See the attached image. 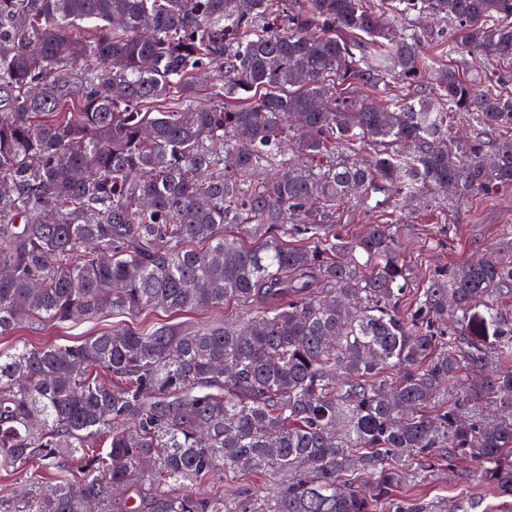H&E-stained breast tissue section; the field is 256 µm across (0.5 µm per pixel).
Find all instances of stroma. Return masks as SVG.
Masks as SVG:
<instances>
[{"mask_svg": "<svg viewBox=\"0 0 512 512\" xmlns=\"http://www.w3.org/2000/svg\"><path fill=\"white\" fill-rule=\"evenodd\" d=\"M385 221L395 225L402 244L401 259L410 272L409 287H425L437 268L488 258L499 243L506 226L512 225V191L483 196L460 205L435 197L413 205L388 208ZM240 304L225 303L208 311L168 312L156 310L146 317L108 315L76 324L55 325L34 332L19 326L0 336V353L23 345L77 344L88 337L125 327L141 330L172 325H210L241 316ZM483 466L475 460L445 462L424 477L412 480L411 496L420 498L430 512H456L459 505L478 502L477 512H512V496L498 494L483 480Z\"/></svg>", "mask_w": 512, "mask_h": 512, "instance_id": "obj_1", "label": "stroma"}]
</instances>
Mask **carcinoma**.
I'll return each mask as SVG.
<instances>
[{
    "label": "carcinoma",
    "instance_id": "obj_1",
    "mask_svg": "<svg viewBox=\"0 0 512 512\" xmlns=\"http://www.w3.org/2000/svg\"><path fill=\"white\" fill-rule=\"evenodd\" d=\"M391 7L440 51L367 0H0V335L260 301L1 354L23 480L0 512H376L407 459L478 460L512 496V261L440 270L404 312L393 225L336 231L351 201L512 190V72L440 60L512 62V0ZM382 3L385 2H381L380 0H370L371 5H374L376 8H380L381 12L384 11L383 21L393 29V32L397 36H403L407 29L420 28L421 30H425V48L429 50L434 49L436 42L439 40L440 24L436 22L434 23L431 19L418 20L415 18L395 16L391 12L381 8L380 5ZM445 59V58H444ZM444 64H453L457 65L460 69L461 68H469V70L472 68L473 73L475 74V77L481 78L482 82L484 79H488L492 75H497L499 72H502L503 70H511L512 71V65L506 64V63H494L492 65H479L475 63L469 56H461L454 55L452 59H450V62H448V57L443 62ZM476 69V70H474Z\"/></svg>",
    "mask_w": 512,
    "mask_h": 512
}]
</instances>
